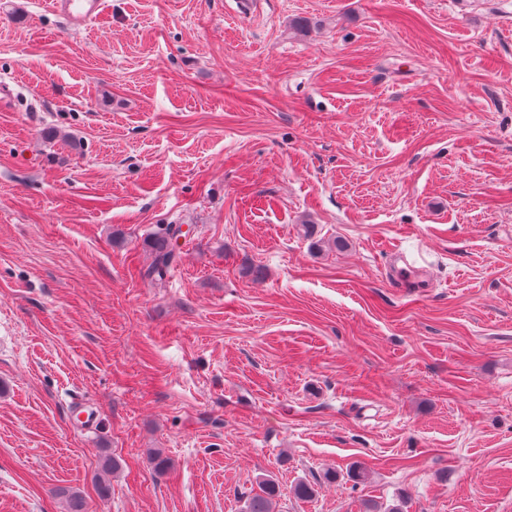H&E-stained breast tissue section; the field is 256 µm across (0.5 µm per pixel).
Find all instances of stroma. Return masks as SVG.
<instances>
[{
  "label": "stroma",
  "instance_id": "obj_1",
  "mask_svg": "<svg viewBox=\"0 0 512 512\" xmlns=\"http://www.w3.org/2000/svg\"><path fill=\"white\" fill-rule=\"evenodd\" d=\"M256 2L0 0V512H512V0ZM53 10L63 17L68 24L77 29L104 10L103 0H53ZM181 227L179 224H167L160 229L152 247V261L146 268L140 269L142 278L161 281L167 276L175 261L173 239L181 235ZM275 484L269 480L263 483L261 493L252 496L246 505L245 512H273L272 500L277 496Z\"/></svg>",
  "mask_w": 512,
  "mask_h": 512
}]
</instances>
